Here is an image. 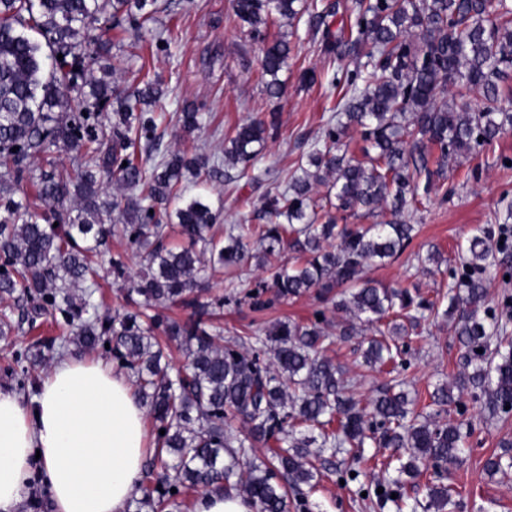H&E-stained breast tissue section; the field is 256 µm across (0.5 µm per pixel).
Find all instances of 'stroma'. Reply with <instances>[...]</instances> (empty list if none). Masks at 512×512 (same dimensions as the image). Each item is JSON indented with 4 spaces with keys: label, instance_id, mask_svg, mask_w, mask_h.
I'll return each mask as SVG.
<instances>
[{
    "label": "stroma",
    "instance_id": "35a3bbf8",
    "mask_svg": "<svg viewBox=\"0 0 512 512\" xmlns=\"http://www.w3.org/2000/svg\"><path fill=\"white\" fill-rule=\"evenodd\" d=\"M158 12L153 33L146 40L142 58L117 56L113 63L120 84L140 83L151 73L168 85L170 93L156 105V112L173 114L186 103L201 105L202 129L183 137L175 126H167L162 147L189 155L209 157L224 153V138L233 128L258 113L278 110L281 126L248 176L233 183L212 181L201 185L186 182L187 193H205L221 227L233 224H265L263 210L268 184L264 171H277L288 178L311 151L324 122L340 99L338 90L328 84L333 74L318 49V40L306 24L290 28L287 21L276 20L271 30L286 33L293 46L288 68L280 74L285 83L281 99H269L261 77L260 40L241 29L234 15L233 0H157ZM315 69L319 80L305 85L300 81L304 69ZM478 168L477 178H467L468 169ZM443 190L432 192L418 209L406 212L417 230L411 244L398 257L369 267L368 278L388 286H403L423 297H435L441 275L422 272L418 256L439 251L442 257L457 260L458 247L465 243L475 227L496 228V216L504 195L512 196V131L481 148L477 158L450 165ZM324 310L328 330H335L343 314L323 308L315 294L308 293L286 302L274 303L265 311L253 310L248 302L225 304L220 319L225 337H233L288 318L308 322L316 310ZM366 330L347 340L336 342L330 356L342 366L351 388L363 399H370L372 388L385 380V373L363 366L360 351ZM462 349L448 323L428 321L422 336L406 355L408 380L419 393L435 384L445 383L460 370ZM454 420L470 422L473 428L465 451L443 469L444 481L454 498L462 503L460 512H512V475L488 476L487 458L499 449L502 439H512V420H486L480 405L463 396L460 405L450 407ZM298 494H291L288 512H374L368 502L354 493L353 486L340 484L336 470L327 466L316 489L298 506Z\"/></svg>",
    "mask_w": 512,
    "mask_h": 512
}]
</instances>
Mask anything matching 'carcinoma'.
<instances>
[{
  "label": "carcinoma",
  "mask_w": 512,
  "mask_h": 512,
  "mask_svg": "<svg viewBox=\"0 0 512 512\" xmlns=\"http://www.w3.org/2000/svg\"><path fill=\"white\" fill-rule=\"evenodd\" d=\"M156 2L0 0V300L27 305L21 322L0 317V340L7 347L0 370L26 392L36 387L31 370L48 354L71 346L112 354L154 422L155 451L136 512H181L189 491L232 490L257 512H288V489L314 490L316 462L327 452L332 458L352 455L353 465L337 474L347 484L358 481L367 445L392 453L385 465L389 474L377 483L383 493L372 494L362 483L356 488L365 500L394 512L420 506L424 512H455L458 503L441 482L427 484L424 506L405 496V478L454 461L468 432L462 422L437 421V411L416 410L420 395L405 389L407 362L391 341L410 336L427 313L448 317L463 349V370L452 384L428 393L429 405H450L453 390L469 391L484 400L492 417L507 422L512 314L490 313L486 279V271L498 265L499 249L490 232L474 229L451 269L442 313L436 301L406 287L381 286L364 273L410 245L414 225L402 214L419 193L436 187L447 164L512 128V112L501 98V85L512 78V4L235 0L236 17L263 43L269 97L283 92L279 73L288 67L291 46L286 35H269L268 24L278 17L294 26L305 17L313 35H321L323 55L336 62L330 85L344 89L347 99L328 118L308 167L284 189L267 192L263 207L277 221L238 224L220 238L208 198L185 194L186 174L197 176L204 168L209 178L222 174L226 182L236 168L243 175L278 131L279 116L268 112L238 125L225 140L222 163L162 153L163 115L151 109L164 95L162 81L147 78L124 88L112 80L115 69L99 77L93 71L100 59L123 51L122 42L97 38L93 31L127 23L133 42L140 43ZM344 15L350 25L334 27ZM349 54L355 57L351 69L342 66ZM471 92L478 96L477 108L459 107L456 96ZM110 105L112 116L105 119ZM173 119L191 134L201 127L203 113L191 104ZM354 133L364 142L362 160L339 148ZM60 151L71 154L72 169L55 164L52 155ZM112 181L133 194L106 193L104 183ZM28 184L45 209L18 198ZM317 185L334 194L338 210L377 216L388 204L391 219L340 226L313 200ZM173 225L184 240L179 248L166 244ZM114 236L144 254L145 269L127 288L130 311L91 315L103 263L114 281L128 280L122 255L111 252ZM287 250L297 253L294 261L270 268V282L255 284L244 297L263 311L315 289L334 309L375 329L380 338L369 341L364 365L388 368L389 378L369 402L348 394L343 371L327 356L336 339L356 334L352 322L337 324L333 334L318 319L306 325L278 320L226 343L215 323L224 297L201 300L207 270L251 259L263 265ZM176 304L191 310L187 319L165 314ZM58 315L65 331L60 344L37 338L17 349L10 343L13 334L35 328L38 318ZM160 335L178 342L184 353V366L173 377L162 364ZM230 415L240 417L245 430L227 426ZM259 444L266 455H257ZM500 447L485 462L492 476L512 471V441Z\"/></svg>",
  "instance_id": "obj_1"
}]
</instances>
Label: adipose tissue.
<instances>
[{
	"label": "adipose tissue",
	"instance_id": "obj_1",
	"mask_svg": "<svg viewBox=\"0 0 512 512\" xmlns=\"http://www.w3.org/2000/svg\"><path fill=\"white\" fill-rule=\"evenodd\" d=\"M145 409L103 362L54 360L32 404L0 390V512H16L31 473L54 512H124L147 457Z\"/></svg>",
	"mask_w": 512,
	"mask_h": 512
}]
</instances>
